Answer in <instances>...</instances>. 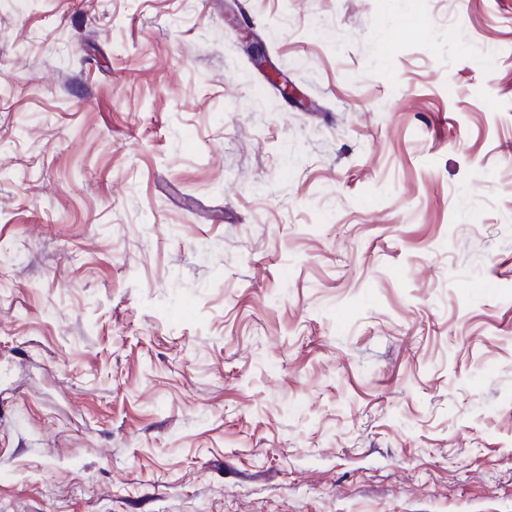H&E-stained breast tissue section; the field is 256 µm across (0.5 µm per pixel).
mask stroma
I'll use <instances>...</instances> for the list:
<instances>
[{"mask_svg": "<svg viewBox=\"0 0 512 512\" xmlns=\"http://www.w3.org/2000/svg\"><path fill=\"white\" fill-rule=\"evenodd\" d=\"M0 512H512V0H0Z\"/></svg>", "mask_w": 512, "mask_h": 512, "instance_id": "stroma-1", "label": "stroma"}]
</instances>
